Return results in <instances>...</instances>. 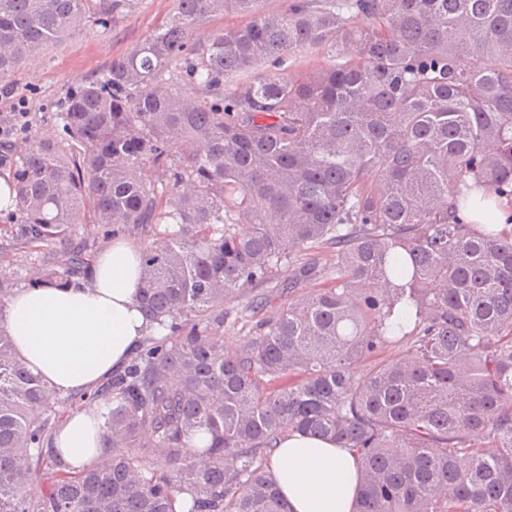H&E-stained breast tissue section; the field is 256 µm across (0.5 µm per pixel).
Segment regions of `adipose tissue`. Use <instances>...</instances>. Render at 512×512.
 <instances>
[{
	"mask_svg": "<svg viewBox=\"0 0 512 512\" xmlns=\"http://www.w3.org/2000/svg\"><path fill=\"white\" fill-rule=\"evenodd\" d=\"M140 250L116 240L98 252L86 279L69 288L30 286L11 296L0 324L17 355L59 396L91 395L123 370L151 330L139 311ZM92 409L70 410L52 452L71 473L106 455ZM272 477L290 512H354L356 460L333 442L289 432L270 455Z\"/></svg>",
	"mask_w": 512,
	"mask_h": 512,
	"instance_id": "ef3b65f1",
	"label": "adipose tissue"
}]
</instances>
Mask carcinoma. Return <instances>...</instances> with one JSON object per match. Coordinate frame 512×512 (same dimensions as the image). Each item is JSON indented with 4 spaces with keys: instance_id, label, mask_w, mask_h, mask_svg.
<instances>
[{
    "instance_id": "cac0c4a2",
    "label": "carcinoma",
    "mask_w": 512,
    "mask_h": 512,
    "mask_svg": "<svg viewBox=\"0 0 512 512\" xmlns=\"http://www.w3.org/2000/svg\"><path fill=\"white\" fill-rule=\"evenodd\" d=\"M126 2L0 0V78ZM263 3L175 0L70 92L60 136L24 127L4 211L43 256L0 272V307L85 275L96 242L56 247L82 212L104 240L164 224L138 303L172 340L84 401L112 454L73 476L48 451L72 400L0 327V512H288L262 457L289 431L354 452L355 512H512V0ZM229 14L250 21L192 41ZM296 52L327 65L259 70ZM316 250L336 265L300 261ZM287 263L288 302L225 353L224 302ZM200 434L203 462L183 452Z\"/></svg>"
}]
</instances>
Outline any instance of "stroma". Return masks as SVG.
I'll return each instance as SVG.
<instances>
[{
    "label": "stroma",
    "instance_id": "obj_1",
    "mask_svg": "<svg viewBox=\"0 0 512 512\" xmlns=\"http://www.w3.org/2000/svg\"><path fill=\"white\" fill-rule=\"evenodd\" d=\"M172 14L173 0H131L108 27L88 24L41 55L28 58L0 81V125L11 122L22 100L34 130L56 136L55 114L64 109L71 89L101 77Z\"/></svg>",
    "mask_w": 512,
    "mask_h": 512
}]
</instances>
